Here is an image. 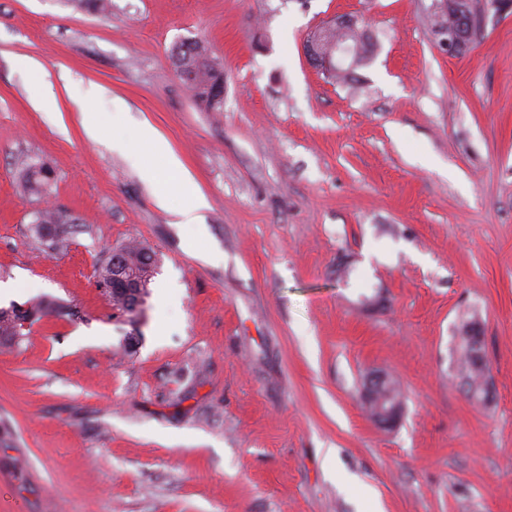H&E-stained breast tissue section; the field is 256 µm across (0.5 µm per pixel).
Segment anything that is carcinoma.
Returning a JSON list of instances; mask_svg holds the SVG:
<instances>
[{
    "mask_svg": "<svg viewBox=\"0 0 512 512\" xmlns=\"http://www.w3.org/2000/svg\"><path fill=\"white\" fill-rule=\"evenodd\" d=\"M75 6L93 11L97 14L110 13V0H72ZM438 9L429 13L431 32L448 25H477L482 14V0H471L469 15L460 18L455 13L456 0H436ZM347 44L351 50L352 67L325 74V78L336 83H354L357 81V70L366 66L373 58L377 42L369 30L355 24L334 29L329 36L318 39L317 46L324 50L330 40ZM170 58L177 73L193 75L190 91L195 101L208 112H220L223 101L217 99L215 90L224 84V65L211 52L203 40H188L173 47ZM18 179L25 191L34 195H45L54 182V172L46 163H34L20 160L17 163ZM77 218L67 210L51 206L34 213L31 232L48 251L58 253L69 244L70 225ZM124 262L123 276L133 278L136 288L132 293L112 287V256H107L96 269V285L112 305V309L124 316H131L130 303L143 301L148 293V286L156 274L158 261L155 253L142 243H127L117 247ZM55 304L51 301H39L25 310H0V346H12L20 342L23 336V322L30 324L40 318L54 314ZM477 323L468 322L464 326L462 350L465 360L464 370L460 375V384L466 388L468 395L477 400L487 398L488 367L483 358L473 355L470 345V332ZM375 399L386 404L403 402L402 394L393 380H388L376 391Z\"/></svg>",
    "mask_w": 512,
    "mask_h": 512,
    "instance_id": "cac0c4a2",
    "label": "carcinoma"
}]
</instances>
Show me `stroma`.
Here are the masks:
<instances>
[{
    "mask_svg": "<svg viewBox=\"0 0 512 512\" xmlns=\"http://www.w3.org/2000/svg\"><path fill=\"white\" fill-rule=\"evenodd\" d=\"M430 2L0 0V309H64L0 348V512H512V13L453 56ZM350 13L378 49L347 87L303 44ZM188 39L224 65L223 111L171 63ZM92 117L131 149L153 126L199 224ZM22 156L54 170L49 197ZM48 202L80 219L63 253L29 231ZM132 241L159 262L131 321L95 268ZM470 318L482 403L458 378ZM375 370L404 394L390 429L362 406ZM138 139L154 149V155L158 156L164 169V178L154 183L153 195L158 207L172 214L180 216V224H197L193 221L197 216L195 213L204 209L207 205L205 195L195 189L192 176L185 169L180 159L173 153H169L157 131L149 124H143L137 132ZM182 187L189 192L190 206L188 209H172L170 196L172 191ZM18 179L25 191L34 195H45L54 182V172L46 163L20 160L17 163Z\"/></svg>",
    "mask_w": 512,
    "mask_h": 512,
    "instance_id": "1",
    "label": "stroma"
}]
</instances>
